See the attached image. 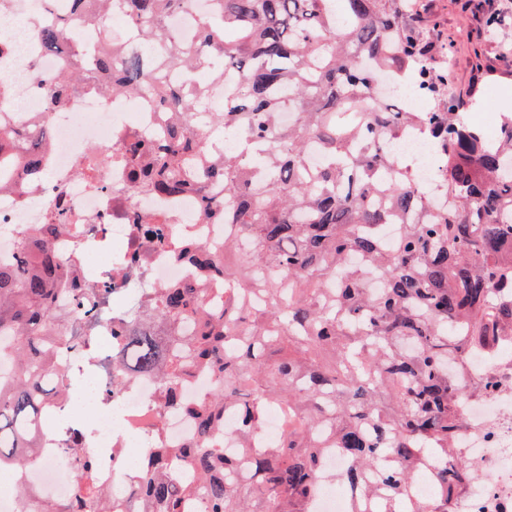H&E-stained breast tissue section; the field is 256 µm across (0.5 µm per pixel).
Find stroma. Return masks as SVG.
Returning <instances> with one entry per match:
<instances>
[{
  "label": "stroma",
  "instance_id": "stroma-1",
  "mask_svg": "<svg viewBox=\"0 0 512 512\" xmlns=\"http://www.w3.org/2000/svg\"><path fill=\"white\" fill-rule=\"evenodd\" d=\"M408 20L435 46L438 63L449 65L451 82L466 102V114L512 111V65L502 62L512 44V0H407ZM506 17L501 29L487 32L488 16Z\"/></svg>",
  "mask_w": 512,
  "mask_h": 512
}]
</instances>
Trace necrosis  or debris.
<instances>
[{
  "instance_id": "obj_1",
  "label": "necrosis or debris",
  "mask_w": 512,
  "mask_h": 512,
  "mask_svg": "<svg viewBox=\"0 0 512 512\" xmlns=\"http://www.w3.org/2000/svg\"><path fill=\"white\" fill-rule=\"evenodd\" d=\"M69 0H0V74L14 86L0 99V122L44 134L45 176L36 183L0 175V258L15 252L13 231L34 224H59L50 242L77 289L64 290L60 304L70 313L73 340H49L45 351L64 362L81 389H66L48 413L45 425L55 435L68 433L73 419L84 421L81 453L90 461L107 503L136 512L129 473L143 448L162 435L176 448L196 439L193 420L184 412L159 413L156 379L128 377L117 391L112 356L120 339L144 323V313L158 289L202 280L210 296L223 281L201 279L179 259L171 244L193 242L224 249V227L202 219L196 194L156 196L130 191L124 158L128 140L145 138L163 117L150 97L129 99L102 90L72 98L60 111L48 109L54 80L70 67L66 51H47L31 20L50 21L53 9ZM102 145L101 152L89 149ZM87 288L105 289L103 301L84 296ZM461 385L483 384L481 394L466 398V428L456 440L476 479L455 500L454 512H512V336H502L492 352L471 351L449 363ZM25 480L35 499H70L74 473L61 448H45Z\"/></svg>"
}]
</instances>
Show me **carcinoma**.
Here are the masks:
<instances>
[{
  "mask_svg": "<svg viewBox=\"0 0 512 512\" xmlns=\"http://www.w3.org/2000/svg\"><path fill=\"white\" fill-rule=\"evenodd\" d=\"M72 2L89 22V5L121 12L141 50L96 51L88 66L79 25L54 17L42 29L45 47L68 41L74 53L51 109L101 75L114 93L149 92L162 112L209 114L208 127L168 122L162 139L132 143L126 160L139 190H194L203 217L238 226L224 238V254L242 258L236 267L203 246L179 251L201 274L224 276V306L209 308L192 281L163 288L150 328L114 356L118 373L155 376L164 411L189 376L215 381L189 409L195 442L146 450L133 484L143 512H185L190 498L204 512H306L328 448L348 458L342 478L362 495L374 493L366 473L388 459L380 512H399L401 502L410 512H452L451 496L474 474L452 452L470 392L449 360L512 334V114L492 138L467 121L448 68L433 66L400 0H212L192 41L164 27L191 0ZM160 43L170 62L191 72L204 65L212 82L226 69L240 75L221 111L190 86L164 84L150 62ZM409 133L442 159L441 203L414 182L415 161L389 147ZM10 147L27 158L23 177L44 175L40 140L27 129L0 133L3 170ZM205 182L224 183V201ZM62 228L20 234L15 256L0 260V339L10 341L0 358L17 372L0 384V463L18 469L38 456L55 399L39 372L54 367L42 337L66 330L57 312L66 275L49 252ZM183 323L193 335H174ZM270 405L288 407L297 424L255 451ZM229 410L240 419L227 451L212 440ZM425 472L437 502H412L411 480ZM75 481L80 501L41 512L87 510L103 496L87 462Z\"/></svg>",
  "mask_w": 512,
  "mask_h": 512,
  "instance_id": "carcinoma-1",
  "label": "carcinoma"
}]
</instances>
